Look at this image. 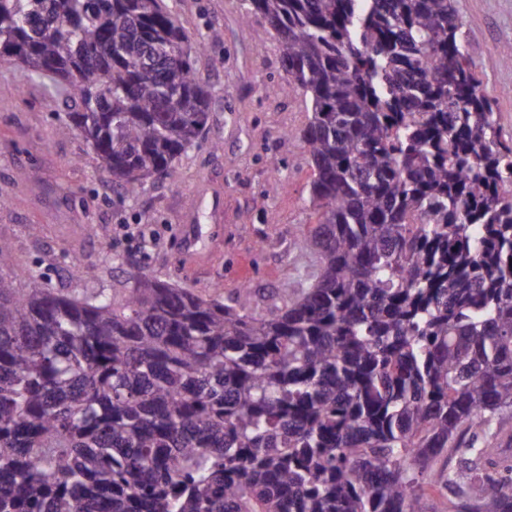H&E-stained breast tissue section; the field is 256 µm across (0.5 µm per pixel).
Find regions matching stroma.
<instances>
[{
  "label": "stroma",
  "instance_id": "1",
  "mask_svg": "<svg viewBox=\"0 0 512 512\" xmlns=\"http://www.w3.org/2000/svg\"><path fill=\"white\" fill-rule=\"evenodd\" d=\"M455 2L481 90L495 100L510 138L512 65L501 52L512 45V0ZM167 4L188 31L208 37L195 67L213 92L212 107L177 179L148 180L138 194L113 189L65 124L49 79L0 64V241L11 246L0 274L26 267L37 283L77 293L83 285L70 273L72 256L98 260L108 243L144 272L206 295L251 284L262 307L308 269L294 242L318 220L315 171L300 138L309 101L297 91L273 92L285 75L282 46L262 16L242 19L240 0ZM31 166L38 181H19L18 171ZM202 191L220 197V215L197 208ZM92 224L101 236L89 234ZM140 226L151 241L135 237Z\"/></svg>",
  "mask_w": 512,
  "mask_h": 512
}]
</instances>
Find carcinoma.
I'll list each match as a JSON object with an SVG mask.
<instances>
[{
  "mask_svg": "<svg viewBox=\"0 0 512 512\" xmlns=\"http://www.w3.org/2000/svg\"><path fill=\"white\" fill-rule=\"evenodd\" d=\"M241 8L310 103L317 272L263 313L106 247L120 296L0 275V512H512V140L454 0ZM206 45L164 0H0V51L126 193L202 138Z\"/></svg>",
  "mask_w": 512,
  "mask_h": 512,
  "instance_id": "cac0c4a2",
  "label": "carcinoma"
}]
</instances>
